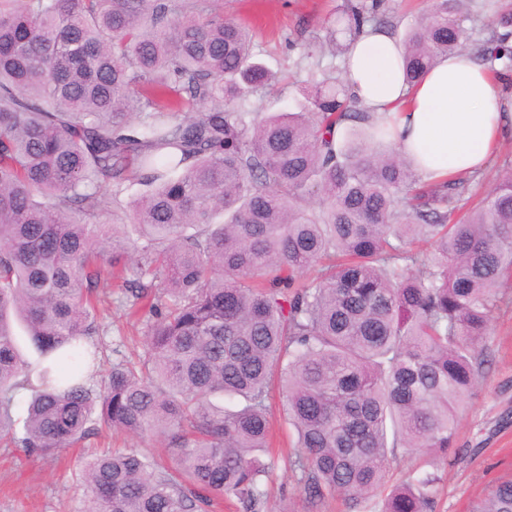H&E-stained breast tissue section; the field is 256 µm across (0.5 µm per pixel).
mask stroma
Listing matches in <instances>:
<instances>
[{"label":"stroma","instance_id":"35a3bbf8","mask_svg":"<svg viewBox=\"0 0 512 512\" xmlns=\"http://www.w3.org/2000/svg\"><path fill=\"white\" fill-rule=\"evenodd\" d=\"M348 0H224V16L250 28L252 50L274 79L261 97L264 112L291 110L307 85L309 73L342 70L343 56L328 43L349 40L343 33ZM497 305L483 343L490 362L460 408L454 457L445 459L414 453L390 472V483L409 475L438 471L436 512H470L472 506L500 480L512 477V275L496 290ZM105 363L134 356L141 338L123 325L116 312L98 320ZM292 434L288 425L276 426L278 457L268 484L269 496L260 512H358L352 502L336 498L320 505L309 503L303 490L285 471ZM134 448L143 456L167 460L158 437L114 435L111 441L95 437L85 445L66 448L52 457L35 459L19 449L0 445V512H81L80 474L91 454L109 448Z\"/></svg>","mask_w":512,"mask_h":512}]
</instances>
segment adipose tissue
I'll return each instance as SVG.
<instances>
[{
	"label": "adipose tissue",
	"instance_id": "adipose-tissue-1",
	"mask_svg": "<svg viewBox=\"0 0 512 512\" xmlns=\"http://www.w3.org/2000/svg\"><path fill=\"white\" fill-rule=\"evenodd\" d=\"M402 44L388 31H367L345 55L352 92L393 119V135L428 180L483 170L512 137V105L489 70L468 52L438 62L422 81L406 85Z\"/></svg>",
	"mask_w": 512,
	"mask_h": 512
}]
</instances>
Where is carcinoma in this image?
I'll return each instance as SVG.
<instances>
[{"label": "carcinoma", "instance_id": "cac0c4a2", "mask_svg": "<svg viewBox=\"0 0 512 512\" xmlns=\"http://www.w3.org/2000/svg\"><path fill=\"white\" fill-rule=\"evenodd\" d=\"M468 2L432 0L406 31L408 83L462 50L512 71V0L481 39ZM219 4L0 0V437L26 390L10 434L29 456L106 428L162 437L175 462L94 457L84 512H257L274 383L309 501L369 502L391 464L448 457L489 362L512 174L483 192L479 172L421 183L386 119L330 74L294 109L258 111L272 75ZM382 6L350 5L351 38L386 27ZM127 182L145 191L126 208ZM117 279L126 315L149 316L143 354L104 373L99 289ZM439 480L390 486L378 512H435ZM472 512H512V477Z\"/></svg>", "mask_w": 512, "mask_h": 512}]
</instances>
